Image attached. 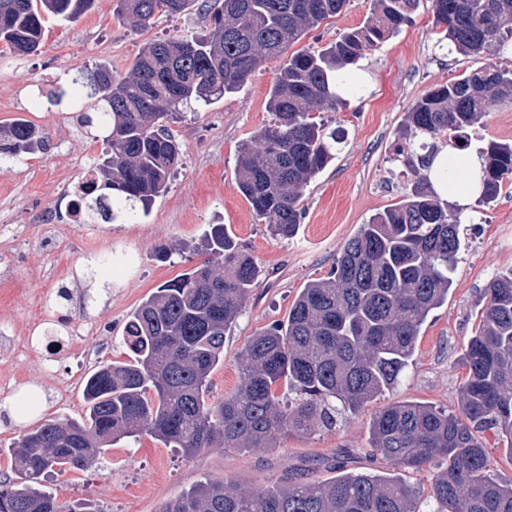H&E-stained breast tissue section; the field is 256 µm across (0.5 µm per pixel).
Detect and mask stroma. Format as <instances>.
Here are the masks:
<instances>
[{
    "label": "stroma",
    "mask_w": 512,
    "mask_h": 512,
    "mask_svg": "<svg viewBox=\"0 0 512 512\" xmlns=\"http://www.w3.org/2000/svg\"><path fill=\"white\" fill-rule=\"evenodd\" d=\"M373 0H348L335 18L298 43L318 50L343 32L363 26ZM39 51L26 58L0 53V123L26 120L47 129L45 150L0 163V332L25 342L39 315L51 323L66 320L62 336L69 347L49 354L38 342L17 358H0V377L10 389L34 383L46 394L40 420L79 418L85 412L83 380L98 364L126 357L125 326L152 292L207 257L204 238L224 226L260 269L259 284L224 336V362L211 375L209 398L217 401L239 382L237 357L257 331L286 319L304 285L328 276L341 246L372 215L397 201L410 185L400 163L390 157L405 112L428 90L462 73L495 64L512 70V56L463 57L439 50L432 0H419L411 21L395 37L361 59L355 74L362 86L335 111L322 113L326 129L344 128L341 151L310 184L302 198L304 215L293 238L273 237L235 187L238 152L272 116L266 107L278 67L264 62L236 92L205 108L181 112L171 128L184 157L166 192L148 207L134 205L114 220L97 216L90 224H49L47 214H65L69 191L101 153L98 129L81 127L80 110L93 100L51 105L66 69L108 63L127 74L142 47L183 34H205L209 19L198 7L176 16H158L132 29L117 12V0H95L73 22L49 15ZM68 125L60 137L59 125ZM475 223L462 225L464 245L452 274L448 300L421 328L414 356L399 384L377 397L335 429L291 435L279 447L246 452L211 448L187 458L149 434L127 438L105 450L84 470L54 472L44 484L58 500H91L99 512H159L161 505L197 481H230L261 490L290 476L301 481L330 478L326 463L346 457L360 470L399 478L428 500L427 473L402 469L375 456L370 423L384 406L420 402L456 410L467 340L474 335L486 300L483 289L498 272L512 267V178L498 198L477 206ZM108 250L112 263L96 276L111 290L105 301H88L72 289L60 300L69 271L90 248ZM69 287V286H68Z\"/></svg>",
    "instance_id": "35a3bbf8"
}]
</instances>
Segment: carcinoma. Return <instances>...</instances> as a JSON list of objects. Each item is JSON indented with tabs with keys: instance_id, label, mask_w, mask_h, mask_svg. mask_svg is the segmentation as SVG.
I'll list each match as a JSON object with an SVG mask.
<instances>
[{
	"instance_id": "obj_1",
	"label": "carcinoma",
	"mask_w": 512,
	"mask_h": 512,
	"mask_svg": "<svg viewBox=\"0 0 512 512\" xmlns=\"http://www.w3.org/2000/svg\"><path fill=\"white\" fill-rule=\"evenodd\" d=\"M95 0H0V43L17 56L37 52L43 13L73 22ZM134 28L177 15L194 0H117ZM348 0H205L212 30L153 41L124 76L104 63L72 68L70 84L49 101L82 95L101 107L103 150L94 167L86 215L131 201L149 203L182 163L167 126L194 102L208 106L239 89L264 61L280 65L269 91L272 120L244 144L236 189L280 238L294 235L305 190L334 159L344 134L324 133L315 114L358 94L354 68L396 34L418 0H374L367 22L319 51L289 52L308 32L341 14ZM438 47L491 55L512 35V0H432ZM512 107V71L493 64L427 91L405 113L394 160L413 176L400 201L374 214L340 248L325 278L309 281L277 321L238 355L240 381L208 400L210 375L224 362V335L258 285L254 259L223 229L207 239L211 258L167 281L131 315L129 360L99 366L86 379V413L49 420L13 449L15 479L0 484V512H100L91 502L61 503L35 487L53 468L81 470L124 438L148 433L186 457L206 448L261 450L282 437L336 427L395 387L415 352L422 325L448 300L461 248L460 217L428 176L438 144L470 146L466 130L493 106ZM48 132L25 120L0 125V161L40 151ZM478 203L497 199L512 175V145L481 148ZM480 325L463 355L458 411L418 402L382 408L371 448L385 461L431 475V512H512V481L490 471L477 433L512 439V269L484 289ZM415 487L377 473L347 471L329 480H282L260 491L200 481L160 512H420Z\"/></svg>"
}]
</instances>
